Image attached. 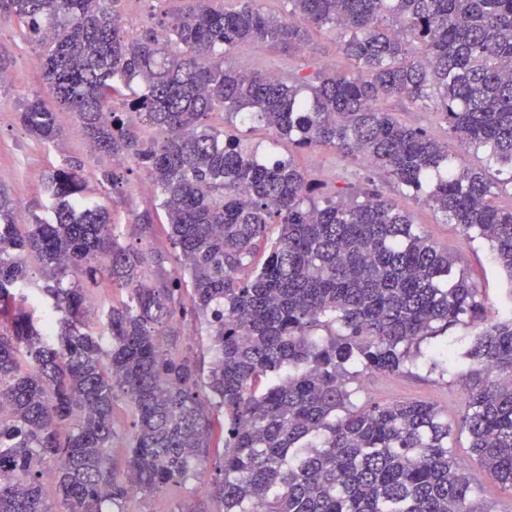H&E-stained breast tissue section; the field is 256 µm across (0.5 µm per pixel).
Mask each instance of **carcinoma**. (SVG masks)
<instances>
[{"label":"carcinoma","mask_w":512,"mask_h":512,"mask_svg":"<svg viewBox=\"0 0 512 512\" xmlns=\"http://www.w3.org/2000/svg\"><path fill=\"white\" fill-rule=\"evenodd\" d=\"M126 2L0 0V19L43 44L55 103L32 94L18 124L51 142L54 109L72 113L92 152L149 176L156 201L134 223L164 210L174 249L125 243L76 168L48 175L45 219L22 220L0 189V512H49L46 477L57 512H125L132 486L145 496L196 479L215 409L224 467L206 492L221 512H481L440 410L354 407L348 389L359 374L399 372L426 339L442 360L433 367L448 372L437 337L484 315L479 289L377 191L360 201L325 194L293 159L262 157L212 119L258 121L298 148L387 169L465 239L489 242L512 304V207L496 202L512 191V0H288L281 17L261 0H189L161 29L135 34L120 24ZM313 27L337 33L354 72L225 63L249 43L290 61ZM391 98L431 107L499 177L401 123L379 105ZM133 114L154 133H140ZM105 278L128 302L99 316L93 297ZM178 322L207 332L209 370L168 346ZM465 358L456 430L512 490V312L474 336ZM118 391L134 429L120 473Z\"/></svg>","instance_id":"1"}]
</instances>
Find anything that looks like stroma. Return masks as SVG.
Segmentation results:
<instances>
[{
    "instance_id": "35a3bbf8",
    "label": "stroma",
    "mask_w": 512,
    "mask_h": 512,
    "mask_svg": "<svg viewBox=\"0 0 512 512\" xmlns=\"http://www.w3.org/2000/svg\"><path fill=\"white\" fill-rule=\"evenodd\" d=\"M0 52L10 59L8 80L0 83V186L14 194L24 193L27 209L42 216L48 203L45 182L49 172L56 168L80 167L92 195H103L125 242L142 248L169 249L164 225L156 223L141 230L131 224L133 212L142 210L154 197V186L145 172L129 174L124 194H102L99 179L103 170L111 168L112 159L90 154L81 128L71 113L58 112L62 133L49 143L30 137L15 122L14 115L25 98L45 90L40 68L31 67L29 63L30 58L42 57L43 47L23 40L13 23L4 22L0 24ZM383 106L403 123L424 128L433 139L447 143L449 151L462 156L467 165L484 166L483 155L464 151L457 142L450 140L446 125L439 122L434 113L403 98L389 99ZM278 152L293 158L310 178L325 186L345 187L354 192L374 188L397 209L409 212L416 230L446 248L449 256L455 258L457 270L463 271L480 288L486 306L485 321L495 320L507 288L512 284L494 260L488 243L467 242L456 225L444 223L431 206L415 200L384 170L346 159L330 148L301 150L285 140L280 142ZM462 391L458 375L441 374L421 357L400 373L364 374L352 400L358 405L408 400L427 402L437 407L453 426L462 412ZM201 500L198 483L192 480L181 486H169L156 495L135 496L128 510L179 512L180 508L197 506Z\"/></svg>"
}]
</instances>
